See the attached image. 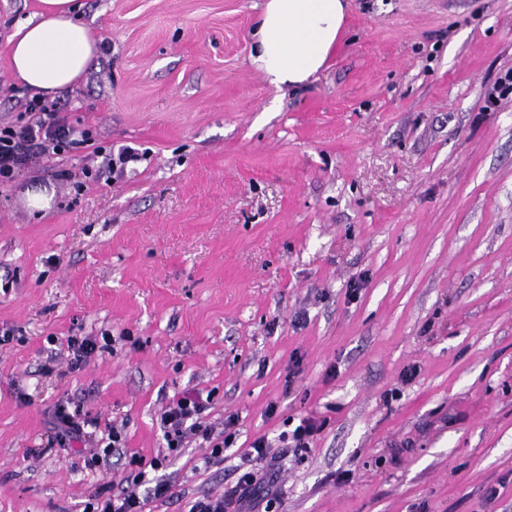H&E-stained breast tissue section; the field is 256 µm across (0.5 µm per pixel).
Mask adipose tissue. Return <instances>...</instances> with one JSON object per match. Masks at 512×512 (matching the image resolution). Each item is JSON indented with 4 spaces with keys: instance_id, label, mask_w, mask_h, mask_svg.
Here are the masks:
<instances>
[{
    "instance_id": "adipose-tissue-1",
    "label": "adipose tissue",
    "mask_w": 512,
    "mask_h": 512,
    "mask_svg": "<svg viewBox=\"0 0 512 512\" xmlns=\"http://www.w3.org/2000/svg\"><path fill=\"white\" fill-rule=\"evenodd\" d=\"M39 9L8 39L16 84L43 98L76 85L97 58L102 38L76 15L74 0H38ZM344 0H265L251 62L276 89L316 78L337 47Z\"/></svg>"
}]
</instances>
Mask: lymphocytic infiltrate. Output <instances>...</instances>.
I'll return each instance as SVG.
<instances>
[{"label": "lymphocytic infiltrate", "mask_w": 512, "mask_h": 512, "mask_svg": "<svg viewBox=\"0 0 512 512\" xmlns=\"http://www.w3.org/2000/svg\"><path fill=\"white\" fill-rule=\"evenodd\" d=\"M26 118L0 125V180L9 181L15 173L32 160L36 152L49 150L60 152L76 146L75 130L67 116L49 110L40 97H32L26 103ZM210 401L201 392H187L169 400L159 414V428L169 452L180 453L189 435H198L210 446L209 458L222 461L224 452L234 442L235 415L225 417L221 426H213L207 420ZM88 419L80 413L69 412L66 405H58L51 427L60 447L83 444L86 453L84 464L94 468L103 457L123 447L121 432L109 430L107 436L92 439L87 427ZM270 450L264 438L250 442L244 456L246 466L240 469L236 484L230 491L218 495H206L193 501L188 512H248L249 506H263L272 512L275 502L270 487L277 480V472L267 459ZM131 472L125 477V485L108 497H96L88 503L84 512H144L148 498L166 499L171 495L167 482H156L151 497H142L139 488L145 480V464L140 456L130 459Z\"/></svg>", "instance_id": "lymphocytic-infiltrate-1"}]
</instances>
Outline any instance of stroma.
<instances>
[{
    "label": "stroma",
    "instance_id": "stroma-1",
    "mask_svg": "<svg viewBox=\"0 0 512 512\" xmlns=\"http://www.w3.org/2000/svg\"><path fill=\"white\" fill-rule=\"evenodd\" d=\"M77 3L105 48L53 104L141 158L39 154L0 184V512L119 492L125 458L53 441L62 402L162 459L148 512L230 489L260 436L277 512H512V0H347L328 67L283 92L250 61L262 0ZM37 7L0 0L2 124ZM70 336L111 345L73 371ZM192 388L238 417L223 462L168 453L157 417ZM306 416L328 424L300 457L278 436ZM24 197L32 211H44L50 208L54 192L40 180L36 179L25 189Z\"/></svg>",
    "mask_w": 512,
    "mask_h": 512
}]
</instances>
